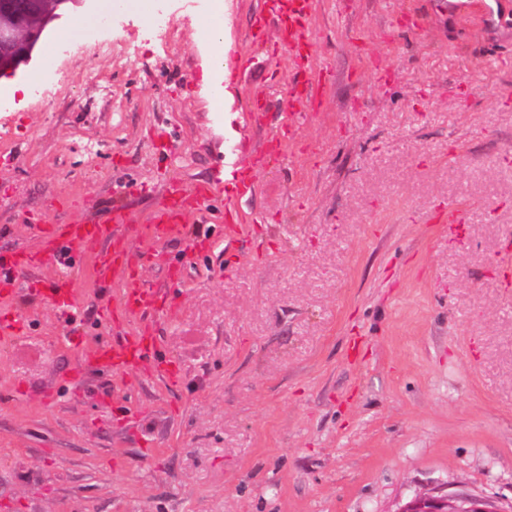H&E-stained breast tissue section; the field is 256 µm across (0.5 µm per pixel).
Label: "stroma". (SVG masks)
Returning a JSON list of instances; mask_svg holds the SVG:
<instances>
[{"label": "stroma", "instance_id": "35a3bbf8", "mask_svg": "<svg viewBox=\"0 0 512 512\" xmlns=\"http://www.w3.org/2000/svg\"><path fill=\"white\" fill-rule=\"evenodd\" d=\"M190 0L169 41L136 7L86 33L51 95L0 112V252L39 226L119 206L125 259L168 291L153 323L176 385L75 375L77 353L139 326L113 312L88 244L70 274L80 317L0 295L26 325L0 342V512H396L417 492L512 505V23L484 28L444 0H317L320 97L280 154L250 147L286 112L288 56L252 44L271 0H223L231 102L193 76L209 54ZM269 93L244 126L256 87ZM255 162L258 192L228 238L205 202L154 264L138 229L167 182ZM455 202L463 240L437 225Z\"/></svg>", "mask_w": 512, "mask_h": 512}]
</instances>
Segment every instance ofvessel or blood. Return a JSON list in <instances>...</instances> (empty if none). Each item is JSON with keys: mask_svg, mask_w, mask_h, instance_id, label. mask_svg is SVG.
I'll use <instances>...</instances> for the list:
<instances>
[{"mask_svg": "<svg viewBox=\"0 0 512 512\" xmlns=\"http://www.w3.org/2000/svg\"><path fill=\"white\" fill-rule=\"evenodd\" d=\"M314 6L315 0H285L284 5L275 10L273 18H258L256 29L251 34L253 44L269 57L276 58L285 53L294 60L312 64L307 27ZM272 27L277 30L273 38L268 35ZM314 98L315 89L307 83L288 90L285 96L287 119L268 135L267 145L283 147L295 129L297 115L310 111ZM256 190V177L248 164L234 168L232 179L227 183L218 178L190 189L178 182L169 183L161 207L150 215L147 224L141 228L142 235L154 245L151 256L156 264L168 266L169 261L159 245L165 240L182 236L191 202L221 197L226 201L227 210L232 211L238 202L253 196ZM126 221L125 213L115 208L103 217L89 215L70 224L45 226L36 250H17L7 257L0 255V293H16L21 280L39 266L72 267L84 246L97 241L102 243L103 249L95 258L96 279L103 284L121 282L125 301L133 303L141 314H155L166 300L165 292L145 286L137 278L126 274L118 264L116 248L123 241L121 227ZM39 294L43 300L54 304L62 318L72 317L74 305L69 280H55L50 287L40 289ZM151 329V324H141L124 337L121 347L101 344L90 354L81 356L79 362L83 365L92 363L106 371L129 369L147 377L164 376L168 371L167 362Z\"/></svg>", "mask_w": 512, "mask_h": 512, "instance_id": "obj_1", "label": "vessel or blood"}]
</instances>
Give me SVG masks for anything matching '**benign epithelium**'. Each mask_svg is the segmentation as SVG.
<instances>
[{
    "mask_svg": "<svg viewBox=\"0 0 512 512\" xmlns=\"http://www.w3.org/2000/svg\"><path fill=\"white\" fill-rule=\"evenodd\" d=\"M93 0H0V71L14 74L33 59L38 43L62 19L64 6ZM395 512H512L465 492L418 493Z\"/></svg>",
    "mask_w": 512,
    "mask_h": 512,
    "instance_id": "benign-epithelium-1",
    "label": "benign epithelium"
}]
</instances>
